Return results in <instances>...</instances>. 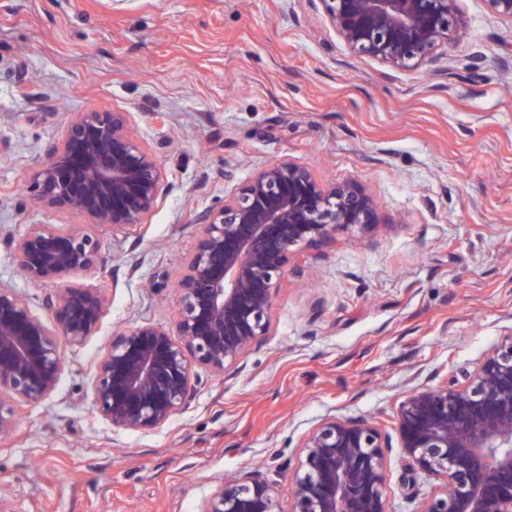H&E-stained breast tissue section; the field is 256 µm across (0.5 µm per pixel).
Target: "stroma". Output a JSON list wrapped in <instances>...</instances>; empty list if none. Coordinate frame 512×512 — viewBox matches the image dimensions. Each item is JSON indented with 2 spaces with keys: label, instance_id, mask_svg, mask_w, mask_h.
<instances>
[{
  "label": "stroma",
  "instance_id": "35a3bbf8",
  "mask_svg": "<svg viewBox=\"0 0 512 512\" xmlns=\"http://www.w3.org/2000/svg\"><path fill=\"white\" fill-rule=\"evenodd\" d=\"M465 37L400 71L350 55L313 0H0V284L45 324L60 286L108 300L99 331L64 345L51 396L17 404L0 442V512H199L222 479L276 482L283 512L298 447L323 418L394 433L416 388L463 376L512 331V30L461 0ZM128 113L163 192L144 223L113 233L35 203L32 169L80 112ZM280 159L372 192L384 225L337 231L286 267L266 336L230 376L200 371L158 430L112 428L95 366L113 332L173 328L175 284L199 227ZM78 230L103 263L34 282L13 239ZM168 285L153 287L155 276ZM387 512H416L442 481L388 450Z\"/></svg>",
  "mask_w": 512,
  "mask_h": 512
}]
</instances>
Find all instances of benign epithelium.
<instances>
[{
    "label": "benign epithelium",
    "instance_id": "obj_1",
    "mask_svg": "<svg viewBox=\"0 0 512 512\" xmlns=\"http://www.w3.org/2000/svg\"><path fill=\"white\" fill-rule=\"evenodd\" d=\"M351 55L397 70L436 62L463 35L460 0H317ZM512 30V0H484ZM34 200L119 232L143 223L162 195L158 160L129 132L125 112H79L64 143L29 177ZM195 248L176 284L177 337L146 323L114 333L93 377L95 408L113 428L151 432L193 397L194 366L233 374L266 335L282 274L304 247L336 231L379 224L374 197L353 181L322 184L288 160L258 171L198 219ZM33 281L91 271L100 241L32 224L14 243ZM49 328L13 289L0 285V440L15 432L14 403L55 390L62 343L81 345L107 309L101 290L63 288L47 300ZM399 448L411 469L445 488L417 512H512V332L460 382L412 390L397 411ZM390 436L375 422L329 416L300 446L289 512H386ZM200 512H282L275 483L256 472L222 481Z\"/></svg>",
    "mask_w": 512,
    "mask_h": 512
}]
</instances>
